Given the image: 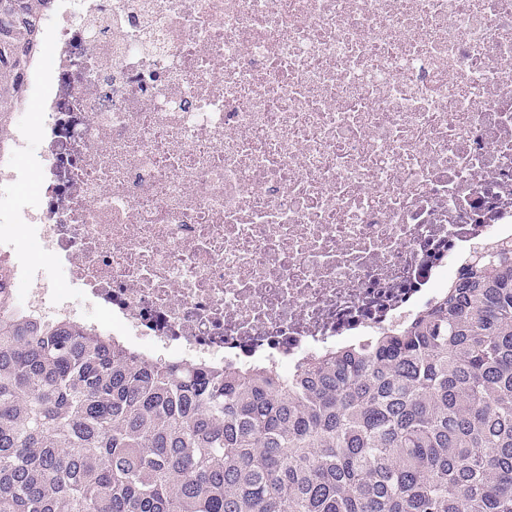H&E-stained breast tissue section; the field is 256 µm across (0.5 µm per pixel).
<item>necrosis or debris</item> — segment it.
I'll return each mask as SVG.
<instances>
[{"instance_id": "obj_1", "label": "necrosis or debris", "mask_w": 512, "mask_h": 512, "mask_svg": "<svg viewBox=\"0 0 512 512\" xmlns=\"http://www.w3.org/2000/svg\"><path fill=\"white\" fill-rule=\"evenodd\" d=\"M6 134L16 309L289 376L512 242V0H52Z\"/></svg>"}]
</instances>
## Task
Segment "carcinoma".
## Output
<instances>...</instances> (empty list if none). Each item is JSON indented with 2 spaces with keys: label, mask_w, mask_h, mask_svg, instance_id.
Wrapping results in <instances>:
<instances>
[{
  "label": "carcinoma",
  "mask_w": 512,
  "mask_h": 512,
  "mask_svg": "<svg viewBox=\"0 0 512 512\" xmlns=\"http://www.w3.org/2000/svg\"><path fill=\"white\" fill-rule=\"evenodd\" d=\"M49 0H0V121ZM0 267V512H512V249L284 378L17 314Z\"/></svg>",
  "instance_id": "1"
}]
</instances>
